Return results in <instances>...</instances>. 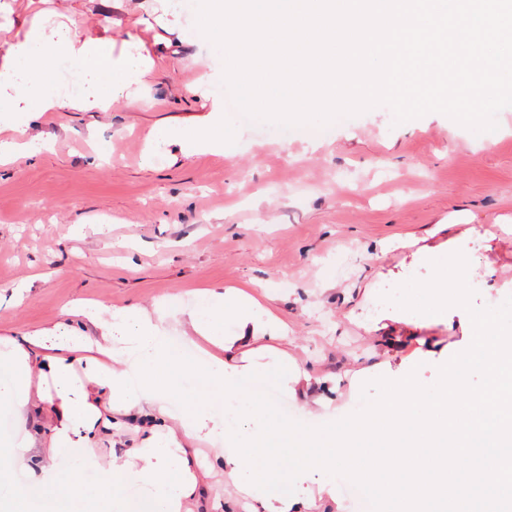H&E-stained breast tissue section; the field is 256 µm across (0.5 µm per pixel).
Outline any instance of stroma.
I'll return each instance as SVG.
<instances>
[{
  "mask_svg": "<svg viewBox=\"0 0 512 512\" xmlns=\"http://www.w3.org/2000/svg\"><path fill=\"white\" fill-rule=\"evenodd\" d=\"M46 30L112 36L113 53H145L153 79L131 108L47 112L27 153L0 164V336H23L88 300L110 307L185 301L194 289L254 283L288 325V354L334 386L318 416L281 394L280 407L319 426L362 406L364 383L438 368L469 347L460 307L445 317L399 309L383 293L429 279L471 219L468 279L475 307L512 296V106L474 133L440 113L394 124L378 106L315 139L243 120L228 106L223 64L196 25L195 0H11ZM139 18L141 44L124 33ZM224 110L223 153L158 144L152 132ZM34 286L22 301L11 290Z\"/></svg>",
  "mask_w": 512,
  "mask_h": 512,
  "instance_id": "stroma-1",
  "label": "stroma"
}]
</instances>
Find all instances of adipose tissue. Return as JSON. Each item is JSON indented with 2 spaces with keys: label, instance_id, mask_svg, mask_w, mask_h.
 Wrapping results in <instances>:
<instances>
[{
  "label": "adipose tissue",
  "instance_id": "obj_1",
  "mask_svg": "<svg viewBox=\"0 0 512 512\" xmlns=\"http://www.w3.org/2000/svg\"><path fill=\"white\" fill-rule=\"evenodd\" d=\"M108 38L68 36L50 42L41 26L30 25L23 38L9 43L0 57V79L24 82L27 107L0 112V130L26 132L44 112L107 111L111 92L97 96L61 93L49 60L63 55L99 73L118 88L148 84L153 65L144 57L113 58ZM161 142L200 153L224 151V114L213 109L194 127L157 129ZM193 307L171 313L169 305L152 308L75 303L69 321L0 343V407L25 430L21 442L0 440V469L24 471L32 488L52 493L69 483L72 512H195L209 477L200 466L201 445H208L220 466L224 488L234 486L228 451L220 437L224 424L203 431L188 428L168 401L142 397L133 359L166 335L171 321L186 325L229 366H242L254 346H271L286 337L287 326L265 310L256 294L215 285L194 293ZM49 420L44 431L26 427L33 413ZM130 431L131 448H116V438ZM79 450L80 470L99 479L86 485L80 475L64 476L59 456Z\"/></svg>",
  "mask_w": 512,
  "mask_h": 512
}]
</instances>
